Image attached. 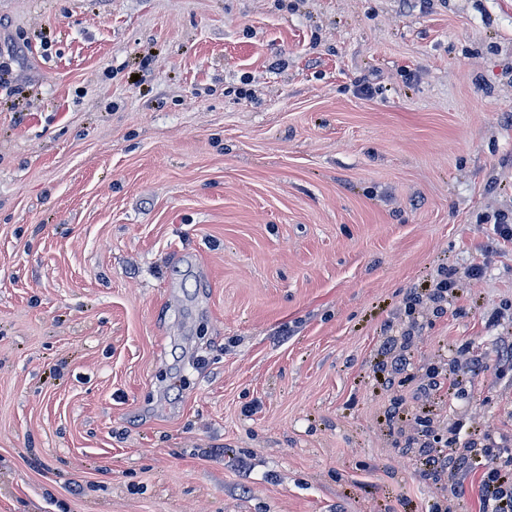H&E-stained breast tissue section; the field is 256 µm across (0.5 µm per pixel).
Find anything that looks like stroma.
Returning <instances> with one entry per match:
<instances>
[{"instance_id":"stroma-1","label":"stroma","mask_w":512,"mask_h":512,"mask_svg":"<svg viewBox=\"0 0 512 512\" xmlns=\"http://www.w3.org/2000/svg\"><path fill=\"white\" fill-rule=\"evenodd\" d=\"M0 76V512H475L385 414L512 334V0H0ZM381 353L386 358V364L379 365V372L383 382L387 386L394 384L397 376L405 374L403 378H411L413 363L410 355H407L408 340L403 335L389 336L381 347ZM409 372V373H408Z\"/></svg>"}]
</instances>
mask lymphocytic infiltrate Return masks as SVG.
<instances>
[{
  "mask_svg": "<svg viewBox=\"0 0 512 512\" xmlns=\"http://www.w3.org/2000/svg\"><path fill=\"white\" fill-rule=\"evenodd\" d=\"M458 379L446 371H433L416 389L415 416L420 425V474L447 475L458 498L475 497L477 512H512V441L497 440L480 428L454 422L450 436L430 425L433 403L452 401Z\"/></svg>",
  "mask_w": 512,
  "mask_h": 512,
  "instance_id": "lymphocytic-infiltrate-1",
  "label": "lymphocytic infiltrate"
}]
</instances>
